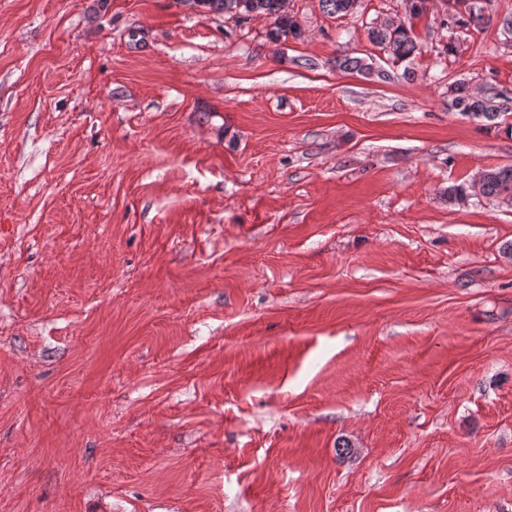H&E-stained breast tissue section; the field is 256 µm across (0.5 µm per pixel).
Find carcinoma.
Wrapping results in <instances>:
<instances>
[{
    "label": "carcinoma",
    "mask_w": 512,
    "mask_h": 512,
    "mask_svg": "<svg viewBox=\"0 0 512 512\" xmlns=\"http://www.w3.org/2000/svg\"><path fill=\"white\" fill-rule=\"evenodd\" d=\"M324 10L331 16H347L357 9L358 0H321ZM456 9L445 15L442 24L448 27H468L480 25L486 15L482 10L466 4V0H455ZM193 4L205 6L214 12H222L243 24L261 15L273 19L274 29L269 36L277 42L283 38L299 37L302 29L295 17L286 11L285 0H193ZM369 40L381 46L393 63L409 62L422 47L413 35L412 26L398 25L370 26ZM336 63L339 68L375 77L381 81L390 78L384 69H376L359 57L344 56ZM451 105L463 117H473L486 122L490 131L512 132V123L504 117L512 113V98L502 92L489 96H476L467 84L460 82L450 86ZM481 196L512 206V164L485 170L479 177ZM471 196V186L459 184L448 188L450 204H463Z\"/></svg>",
    "instance_id": "obj_1"
}]
</instances>
